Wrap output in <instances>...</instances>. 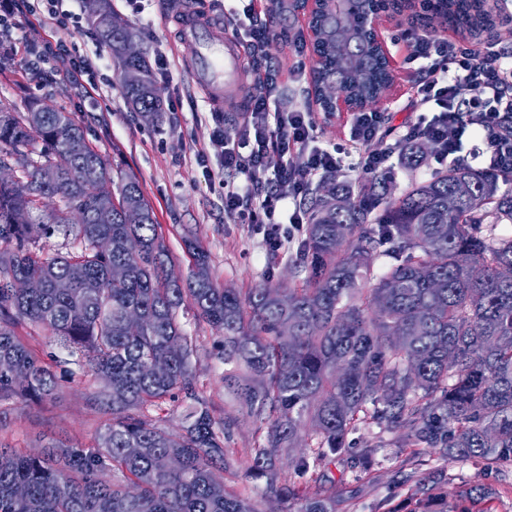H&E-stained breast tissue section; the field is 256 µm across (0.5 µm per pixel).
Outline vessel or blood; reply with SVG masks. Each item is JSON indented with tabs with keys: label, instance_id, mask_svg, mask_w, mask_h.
Returning <instances> with one entry per match:
<instances>
[{
	"label": "vessel or blood",
	"instance_id": "vessel-or-blood-1",
	"mask_svg": "<svg viewBox=\"0 0 512 512\" xmlns=\"http://www.w3.org/2000/svg\"><path fill=\"white\" fill-rule=\"evenodd\" d=\"M181 37L196 42L199 56L190 68L193 81L204 89L216 110L241 102V46L222 23L214 22L209 7L195 4L180 9Z\"/></svg>",
	"mask_w": 512,
	"mask_h": 512
}]
</instances>
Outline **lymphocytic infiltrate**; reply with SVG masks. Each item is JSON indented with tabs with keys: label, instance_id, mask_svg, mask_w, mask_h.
<instances>
[{
	"label": "lymphocytic infiltrate",
	"instance_id": "lymphocytic-infiltrate-1",
	"mask_svg": "<svg viewBox=\"0 0 512 512\" xmlns=\"http://www.w3.org/2000/svg\"><path fill=\"white\" fill-rule=\"evenodd\" d=\"M43 2L39 10L30 0H0V29L9 28L18 11L38 14L42 23L54 27L66 26L69 15L59 10V0ZM229 18L232 34L254 62L265 60L273 33L261 21L258 0H245ZM399 39L409 47L402 68L417 72L409 97L431 114L429 120L409 127L407 137L435 142L441 166L481 155L490 167L512 170V127L503 125L512 110V99L503 96L504 81L512 77V54L493 46L478 50L453 38H433L415 27L401 31ZM278 98L277 81L267 71L255 79L243 111L234 113L232 122L216 113L210 143L220 157V168L204 171L207 178L220 180L225 216L251 227L267 250L275 252L299 241L306 217L297 201L316 177L339 169L342 154H357L361 174L386 176L394 171L396 153L392 145L374 147L385 113H352L347 142L322 146L313 113L281 111Z\"/></svg>",
	"mask_w": 512,
	"mask_h": 512
}]
</instances>
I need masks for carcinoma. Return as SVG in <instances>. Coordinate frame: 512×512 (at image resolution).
Segmentation results:
<instances>
[{"instance_id": "carcinoma-1", "label": "carcinoma", "mask_w": 512, "mask_h": 512, "mask_svg": "<svg viewBox=\"0 0 512 512\" xmlns=\"http://www.w3.org/2000/svg\"><path fill=\"white\" fill-rule=\"evenodd\" d=\"M486 0H436L439 13L471 38L497 41ZM109 49L122 54L135 34L104 0L89 16ZM330 66L313 81L372 95L388 81L376 50L356 30L336 43L343 18L312 22ZM139 73L121 85L127 103L158 112L159 89L145 57L122 59ZM21 166L22 181L0 179V402L53 394V367L17 332L42 328L77 355L73 382L106 376L96 405L107 415L91 448L53 446L26 454L0 445V512H336V491L288 482L349 453V436L369 419L407 430L413 446L488 467L512 464L511 173L462 162L434 171L388 200L386 182L353 188L331 173L304 198L307 224L288 281L224 288L209 256L190 237L191 274L171 275L161 225L133 177L110 169L70 113L41 102L0 110V168ZM59 173L53 184L41 170ZM134 206L141 222L128 224ZM112 208V223L97 212ZM64 228V254L40 240ZM112 238L103 253L95 241ZM386 260L383 270L376 262ZM124 276L112 278V270ZM12 277L42 281L18 296ZM67 280L66 294L53 285ZM190 303L219 335L224 391L254 426L249 448H233L236 419L210 409L192 369L198 337L178 319ZM24 372L17 379L12 369ZM180 412L171 431L153 411ZM305 452L291 454L295 448ZM264 481L256 507L227 488L239 468Z\"/></svg>"}]
</instances>
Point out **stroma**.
I'll list each match as a JSON object with an SVG mask.
<instances>
[{
  "instance_id": "stroma-1",
  "label": "stroma",
  "mask_w": 512,
  "mask_h": 512,
  "mask_svg": "<svg viewBox=\"0 0 512 512\" xmlns=\"http://www.w3.org/2000/svg\"><path fill=\"white\" fill-rule=\"evenodd\" d=\"M165 2L144 0L138 6L134 0H112V7L137 33L148 63L167 61V75L156 85L163 102H174V111L152 121L127 104L119 63L90 28L86 0H64V10L73 15L64 28L49 29L27 15L17 18L13 35L20 40L21 52L0 70V109L21 112L28 102L45 100L71 112L111 168L139 181L180 277L189 272L184 239L193 236L208 253L211 273L223 287L246 289L265 278L288 280L286 262L271 256L261 236L247 225L225 217L223 189L202 175L196 154L209 146L212 108L188 73L196 48L178 41ZM259 7L274 33L267 60L282 90L279 105L285 111L307 106L305 86L295 81L294 73L298 65H311L312 56L296 52L288 42L290 30L306 29L307 17L301 13L274 20L267 0ZM49 41L66 44L77 56L100 54L101 60L80 81L61 72L38 79L29 61ZM93 85L99 93L92 97L88 90ZM409 87L407 75L393 69L386 99L375 106L389 116L385 131L400 133L419 120L422 110L408 102ZM179 316L185 331L200 339L192 366L203 398L216 413L233 414L221 384L224 364L217 356L215 331L196 320L191 305L182 306ZM100 388V381L87 376L79 384L61 383L55 399L0 407V442L30 453L53 441L91 447L104 423L94 406ZM350 440L355 448L370 449V456L357 465L347 457L330 459L305 477L308 485L335 487L342 499L339 512H415L406 478L425 473L432 486L444 491L446 512H512V465L489 468L476 460L442 456L408 445L404 431H384L367 422L358 425Z\"/></svg>"
}]
</instances>
